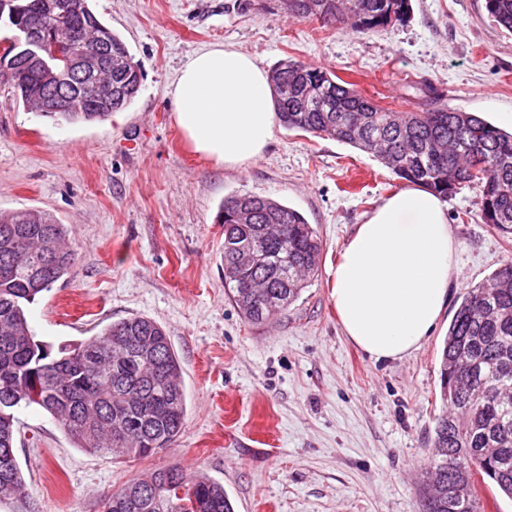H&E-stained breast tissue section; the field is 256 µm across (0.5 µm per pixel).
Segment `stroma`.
<instances>
[{
	"mask_svg": "<svg viewBox=\"0 0 512 512\" xmlns=\"http://www.w3.org/2000/svg\"><path fill=\"white\" fill-rule=\"evenodd\" d=\"M142 72L135 100L103 121L42 118L0 81V210L65 224L77 257L28 308L37 340L65 346L145 316L182 368L176 442L132 461L75 447L37 407L18 414L15 453L32 512H98L130 479L177 464L223 484L235 512H420L419 478L441 408L440 359L469 284L512 258L482 223L477 193L447 200L455 287L412 355L370 359L343 333L331 269L357 224L406 189L371 155L276 126L264 156L227 169L185 143L168 95L191 53L234 47L266 69L323 68L381 106L409 108L404 81H428L449 108L512 131V33L485 0H410L405 18L367 33L299 19L281 0H89ZM273 198L317 230L322 260L300 298L253 325L224 290V227L237 193Z\"/></svg>",
	"mask_w": 512,
	"mask_h": 512,
	"instance_id": "35a3bbf8",
	"label": "stroma"
}]
</instances>
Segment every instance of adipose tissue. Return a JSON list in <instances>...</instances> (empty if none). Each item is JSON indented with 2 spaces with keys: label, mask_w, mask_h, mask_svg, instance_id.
<instances>
[{
  "label": "adipose tissue",
  "mask_w": 512,
  "mask_h": 512,
  "mask_svg": "<svg viewBox=\"0 0 512 512\" xmlns=\"http://www.w3.org/2000/svg\"><path fill=\"white\" fill-rule=\"evenodd\" d=\"M169 95L192 149L225 168L261 158L273 138L269 74L242 51L215 45L190 54ZM454 262L439 197L409 188L383 199L357 225L332 273L345 336L378 362L420 349L448 300Z\"/></svg>",
  "instance_id": "ef3b65f1"
}]
</instances>
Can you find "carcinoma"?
Returning <instances> with one entry per match:
<instances>
[{"mask_svg": "<svg viewBox=\"0 0 512 512\" xmlns=\"http://www.w3.org/2000/svg\"><path fill=\"white\" fill-rule=\"evenodd\" d=\"M63 0H18L35 23L65 49L91 26L84 13L44 6ZM288 0V13L366 32L403 19L408 0ZM488 15L512 33V0H485ZM55 84L87 98L63 61L52 62ZM292 94L275 101L288 129L326 136L375 157L399 179L442 200L465 188L477 192L479 215L512 234V133L469 112L448 108L432 83L410 82L414 108L396 111L324 69L288 60L273 70ZM0 77L23 100L41 70L13 54L0 55ZM138 75L112 77V108L48 112L68 124L103 121L139 93ZM0 211V504L29 512L27 487L15 455L22 408L53 416L79 448L144 458L172 445L186 414L178 356L157 322L130 317L70 348L35 340L28 305L66 276L76 251L64 225L47 213ZM224 225V288L245 320L261 325L285 311L319 271L322 243L294 209L269 197L230 196L218 214ZM252 245L256 260L239 263ZM442 408L434 418L432 463L423 481L421 512H481L477 484L485 480L512 499V259L464 293L448 326L440 362ZM195 486L200 512H234L224 486L171 465L134 478L101 499L102 512H187L172 489Z\"/></svg>", "mask_w": 512, "mask_h": 512, "instance_id": "carcinoma-1", "label": "carcinoma"}]
</instances>
